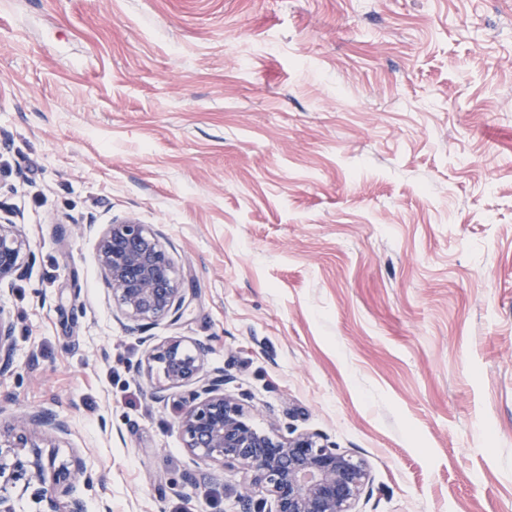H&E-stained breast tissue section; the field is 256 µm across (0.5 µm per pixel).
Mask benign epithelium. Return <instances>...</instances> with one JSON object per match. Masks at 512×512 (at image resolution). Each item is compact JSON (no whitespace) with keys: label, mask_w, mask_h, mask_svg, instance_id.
<instances>
[{"label":"benign epithelium","mask_w":512,"mask_h":512,"mask_svg":"<svg viewBox=\"0 0 512 512\" xmlns=\"http://www.w3.org/2000/svg\"><path fill=\"white\" fill-rule=\"evenodd\" d=\"M35 260L17 225L0 222V287L26 276ZM97 263L128 330L145 333L157 321L183 316L185 288L157 234L145 225L133 220L108 225L99 236ZM14 348L15 326L0 310V374L12 368ZM208 349L198 342L190 351L175 338L150 351L135 372L162 370L166 385L152 392L158 401L166 390L193 386L177 423L184 448L203 461L249 474L240 494L242 512H358L370 482L367 463L317 433L254 428L242 400L226 392L230 378L204 369ZM37 430L60 437L69 433V424L39 409L22 411L11 426L0 428V512H16L15 501L30 490L34 500L45 503L42 512H87L82 490L93 489L95 478L86 461L75 455L70 463L55 465V456L33 439ZM257 491L268 499L254 500Z\"/></svg>","instance_id":"7a95c632"}]
</instances>
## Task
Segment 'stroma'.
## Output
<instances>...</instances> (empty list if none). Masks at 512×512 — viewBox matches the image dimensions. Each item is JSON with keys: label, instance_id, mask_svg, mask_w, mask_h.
Instances as JSON below:
<instances>
[{"label": "stroma", "instance_id": "stroma-1", "mask_svg": "<svg viewBox=\"0 0 512 512\" xmlns=\"http://www.w3.org/2000/svg\"><path fill=\"white\" fill-rule=\"evenodd\" d=\"M0 218L36 254L0 424L67 417L112 512H241L151 397L97 237L183 280L254 428L372 471L362 512H512V0H0Z\"/></svg>", "mask_w": 512, "mask_h": 512}]
</instances>
